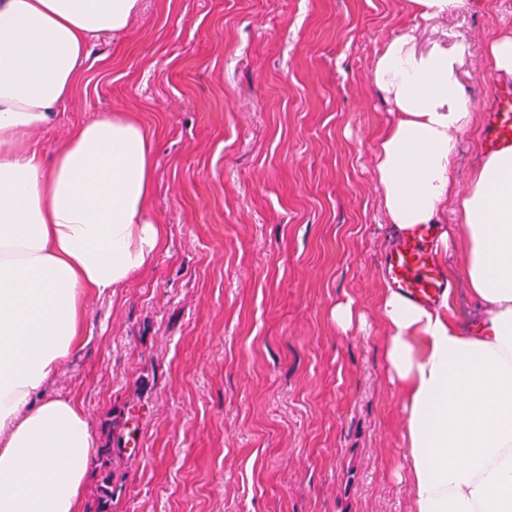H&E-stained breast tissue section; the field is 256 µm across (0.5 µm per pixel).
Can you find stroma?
<instances>
[{
    "label": "stroma",
    "instance_id": "35a3bbf8",
    "mask_svg": "<svg viewBox=\"0 0 512 512\" xmlns=\"http://www.w3.org/2000/svg\"><path fill=\"white\" fill-rule=\"evenodd\" d=\"M417 27L466 47L477 121L458 188L485 149L502 84L487 41L512 0L442 21L409 0H143L126 33L90 39L72 98L34 141L133 113L154 142L152 268L88 296L82 346L43 394L77 398L112 460L110 512H413L405 413L377 303L387 224L373 147L390 120L371 67ZM362 323L340 332L337 303Z\"/></svg>",
    "mask_w": 512,
    "mask_h": 512
}]
</instances>
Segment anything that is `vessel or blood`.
<instances>
[{"label":"vessel or blood","mask_w":512,"mask_h":512,"mask_svg":"<svg viewBox=\"0 0 512 512\" xmlns=\"http://www.w3.org/2000/svg\"><path fill=\"white\" fill-rule=\"evenodd\" d=\"M492 110V122L484 139L495 149L512 143V88L496 94ZM434 239V225H418L401 235L385 260V276L392 288L422 306L435 304L448 287L434 258Z\"/></svg>","instance_id":"obj_1"}]
</instances>
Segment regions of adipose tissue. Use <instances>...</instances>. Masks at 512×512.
<instances>
[{
    "instance_id": "1",
    "label": "adipose tissue",
    "mask_w": 512,
    "mask_h": 512,
    "mask_svg": "<svg viewBox=\"0 0 512 512\" xmlns=\"http://www.w3.org/2000/svg\"><path fill=\"white\" fill-rule=\"evenodd\" d=\"M141 0H0V512H79L95 438L76 401L42 396L82 336L88 295L148 270L152 141L113 112L75 128L44 167L31 145L75 90L89 36L126 32ZM460 45L392 37L371 79L395 117L374 146L388 223L438 224L437 254L483 311L464 325L385 289L384 358L406 414L414 512H512V145L457 190L476 121ZM457 221L445 223L449 200ZM463 247L465 260L448 253Z\"/></svg>"
}]
</instances>
